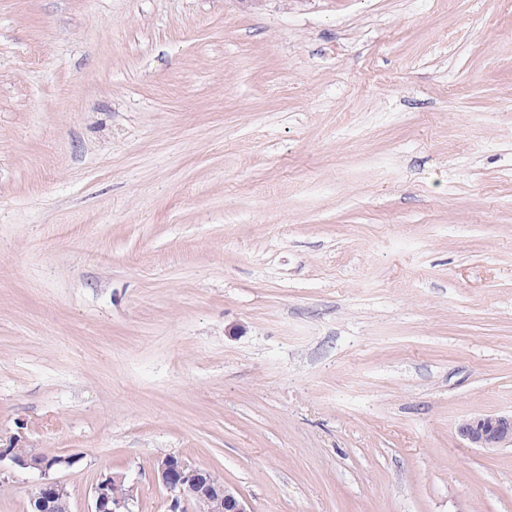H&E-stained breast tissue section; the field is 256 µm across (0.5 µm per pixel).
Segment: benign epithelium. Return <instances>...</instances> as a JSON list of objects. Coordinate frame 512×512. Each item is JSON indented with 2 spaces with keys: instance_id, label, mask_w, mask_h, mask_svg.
<instances>
[{
  "instance_id": "obj_1",
  "label": "benign epithelium",
  "mask_w": 512,
  "mask_h": 512,
  "mask_svg": "<svg viewBox=\"0 0 512 512\" xmlns=\"http://www.w3.org/2000/svg\"><path fill=\"white\" fill-rule=\"evenodd\" d=\"M458 432L477 448L512 447V411L466 419L459 425ZM5 459L39 475V481L29 496V512H72L70 493L57 474L71 468L78 457L34 452L17 455L15 450L5 448L0 450V462ZM154 472L159 484L171 496L169 512H183L184 502L191 499L206 506L203 512H249L244 500L231 488L214 482L210 471L182 457L165 455L158 458ZM124 483V477L118 474L101 476L93 488L90 512H131L132 489L123 494L113 492Z\"/></svg>"
}]
</instances>
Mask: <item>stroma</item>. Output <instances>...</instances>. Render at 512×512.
Returning a JSON list of instances; mask_svg holds the SVG:
<instances>
[{
    "instance_id": "stroma-1",
    "label": "stroma",
    "mask_w": 512,
    "mask_h": 512,
    "mask_svg": "<svg viewBox=\"0 0 512 512\" xmlns=\"http://www.w3.org/2000/svg\"><path fill=\"white\" fill-rule=\"evenodd\" d=\"M512 0H0V448L168 512H512ZM35 473L0 463V512ZM458 432L477 448L512 447V411L466 419L459 425ZM155 477L170 494V512H182L191 499L203 504V512H251L244 500L225 483L212 480L211 472L195 466L182 457L165 455L154 464Z\"/></svg>"
}]
</instances>
